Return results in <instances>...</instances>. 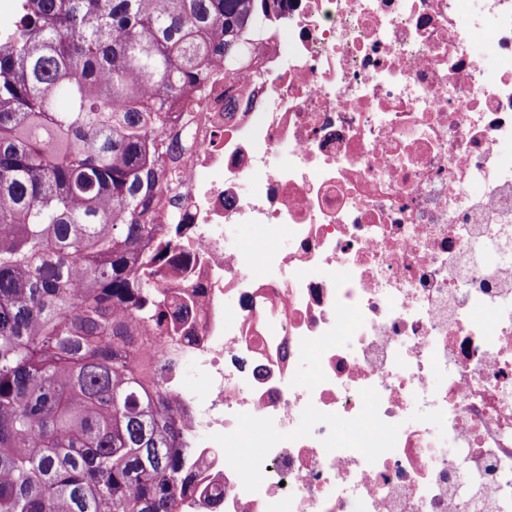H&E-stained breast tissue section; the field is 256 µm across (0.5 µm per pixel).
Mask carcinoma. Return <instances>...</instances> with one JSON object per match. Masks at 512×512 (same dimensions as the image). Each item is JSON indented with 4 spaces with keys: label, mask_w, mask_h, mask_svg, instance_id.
<instances>
[{
    "label": "carcinoma",
    "mask_w": 512,
    "mask_h": 512,
    "mask_svg": "<svg viewBox=\"0 0 512 512\" xmlns=\"http://www.w3.org/2000/svg\"><path fill=\"white\" fill-rule=\"evenodd\" d=\"M279 2L17 0L0 25V512H180V420L138 359L191 314L161 291L167 204Z\"/></svg>",
    "instance_id": "obj_1"
}]
</instances>
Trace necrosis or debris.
Listing matches in <instances>:
<instances>
[{"label":"necrosis or debris","mask_w":512,"mask_h":512,"mask_svg":"<svg viewBox=\"0 0 512 512\" xmlns=\"http://www.w3.org/2000/svg\"><path fill=\"white\" fill-rule=\"evenodd\" d=\"M270 28L172 202L192 316L145 357L182 510L512 512V0H288Z\"/></svg>","instance_id":"1"}]
</instances>
